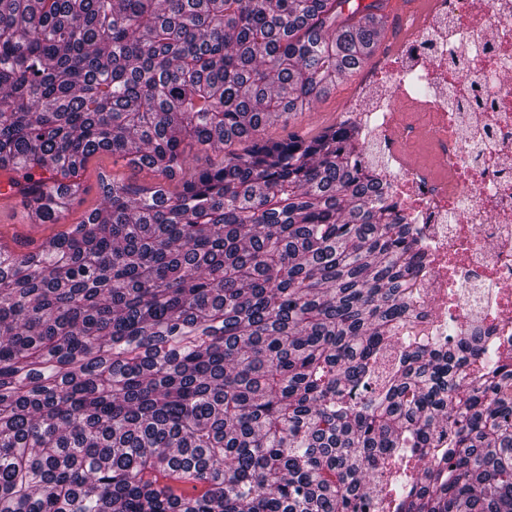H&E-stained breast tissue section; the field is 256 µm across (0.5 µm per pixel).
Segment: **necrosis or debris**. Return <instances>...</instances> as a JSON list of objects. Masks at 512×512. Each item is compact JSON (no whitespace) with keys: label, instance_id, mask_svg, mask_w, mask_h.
I'll return each mask as SVG.
<instances>
[{"label":"necrosis or debris","instance_id":"necrosis-or-debris-1","mask_svg":"<svg viewBox=\"0 0 512 512\" xmlns=\"http://www.w3.org/2000/svg\"><path fill=\"white\" fill-rule=\"evenodd\" d=\"M348 109L427 252L402 335L512 352V0H426Z\"/></svg>","mask_w":512,"mask_h":512}]
</instances>
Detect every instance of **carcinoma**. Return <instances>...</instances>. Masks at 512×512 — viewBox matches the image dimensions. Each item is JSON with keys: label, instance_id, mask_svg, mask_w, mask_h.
I'll return each instance as SVG.
<instances>
[{"label": "carcinoma", "instance_id": "1", "mask_svg": "<svg viewBox=\"0 0 512 512\" xmlns=\"http://www.w3.org/2000/svg\"><path fill=\"white\" fill-rule=\"evenodd\" d=\"M383 31L380 0H0L31 223L97 151L172 179L246 143L0 245V512H512V353L398 343L424 253L356 120L262 135Z\"/></svg>", "mask_w": 512, "mask_h": 512}]
</instances>
